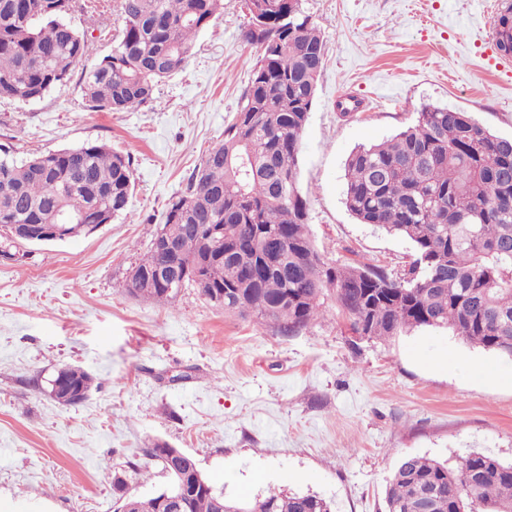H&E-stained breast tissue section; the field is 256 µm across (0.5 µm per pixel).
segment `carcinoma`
Listing matches in <instances>:
<instances>
[{"label":"carcinoma","mask_w":512,"mask_h":512,"mask_svg":"<svg viewBox=\"0 0 512 512\" xmlns=\"http://www.w3.org/2000/svg\"><path fill=\"white\" fill-rule=\"evenodd\" d=\"M244 38L261 56L224 140L208 151L172 200L159 230L188 241L179 258L183 287H194L241 316L270 321L283 336L309 329L332 290L353 333L386 341L420 328L449 329L464 342L512 360V140L497 137L467 112L424 106L415 123L379 144L361 146L345 165V205L361 223L407 239L405 273L368 262L330 266L307 230L298 187L299 148L325 60L320 30L301 0H254ZM78 0H0V98L33 101L66 85L89 49L68 16ZM223 0H121L125 24L110 54L86 71L81 90L95 112H123L150 102L158 81L179 70L196 34ZM266 29L256 35V19ZM132 163L104 143H88L17 162L0 157V228L54 224L56 212L79 207L84 223L102 224L126 211ZM191 224H221L224 233L188 234ZM164 262L155 246L134 266L149 273ZM131 295L166 305L180 291ZM88 398L92 376L68 368ZM147 458L161 465L174 491L189 462H168L161 446ZM115 512H160L158 494L129 492L115 474ZM512 512V464L482 452L445 461L401 459L389 478L385 512ZM215 486L188 498L187 512H218ZM251 512H332L314 493L270 492Z\"/></svg>","instance_id":"1"}]
</instances>
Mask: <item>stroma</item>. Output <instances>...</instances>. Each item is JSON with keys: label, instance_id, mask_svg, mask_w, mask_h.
<instances>
[{"label": "stroma", "instance_id": "stroma-1", "mask_svg": "<svg viewBox=\"0 0 512 512\" xmlns=\"http://www.w3.org/2000/svg\"><path fill=\"white\" fill-rule=\"evenodd\" d=\"M325 64L301 138L299 190L331 263L364 260L402 273V237L359 223L344 202L345 161L412 125L423 105L470 113L512 139V61L487 37L480 0H302ZM244 0L201 31L150 103L88 110L85 70L112 50L124 20L110 0L67 86L37 101L0 100V148L26 160L104 142L129 155L127 211L89 235L26 244L0 259V512H114L112 478L159 440L191 454L225 497L314 492L334 512H383L401 458L478 451L512 462V383L477 361H512L447 329L359 339L333 293L297 336L182 290L173 306L131 297L132 267L172 199L224 138L260 56ZM360 102L352 116L337 104ZM460 353L465 365L432 366ZM75 366L94 379L77 406L35 381Z\"/></svg>", "mask_w": 512, "mask_h": 512}]
</instances>
